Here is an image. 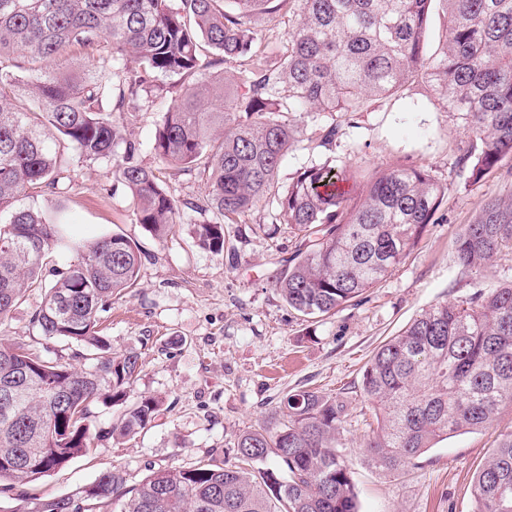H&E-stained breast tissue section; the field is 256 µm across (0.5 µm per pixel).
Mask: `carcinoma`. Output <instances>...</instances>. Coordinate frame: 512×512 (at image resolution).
<instances>
[{
	"mask_svg": "<svg viewBox=\"0 0 512 512\" xmlns=\"http://www.w3.org/2000/svg\"><path fill=\"white\" fill-rule=\"evenodd\" d=\"M287 5L288 31L267 35L264 24ZM436 9L445 35L430 50ZM75 48L83 66L61 70L58 60ZM219 64L239 74L238 88L212 71ZM160 77L182 94L152 150L206 181L201 205L175 199L122 132L123 114L159 93ZM415 81L472 133L457 167L482 180L512 155V0H0V322L39 288L33 327L84 346L91 360L79 370L0 341V384L14 385L0 397V492L22 488L6 512H112L115 503L119 512H358L347 405L313 390L286 395L267 424L235 438L222 465L161 469L131 488L115 468L66 497L24 490L89 452L98 401L123 406L112 425L122 439L161 410L154 397L128 401L139 356L111 353L98 331L112 300L138 286V246L116 233L76 243L33 197L61 193L76 160L110 163L137 223L158 240L182 209L211 212L194 240L217 256L224 225L269 198L275 221L301 233L271 287L304 316L331 314L403 261L447 187L420 165L353 171L340 160L301 169L277 192L296 141L290 115L352 116ZM61 251L77 261L48 282L44 270ZM455 252L476 271L512 255V194L481 205ZM361 390L376 423L366 458L386 475L417 467L451 434L489 425L512 405V280L422 311L373 354ZM471 494L474 512H512V434L478 468Z\"/></svg>",
	"mask_w": 512,
	"mask_h": 512,
	"instance_id": "cac0c4a2",
	"label": "carcinoma"
}]
</instances>
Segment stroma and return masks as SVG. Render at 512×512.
Returning <instances> with one entry per match:
<instances>
[{
  "label": "stroma",
  "mask_w": 512,
  "mask_h": 512,
  "mask_svg": "<svg viewBox=\"0 0 512 512\" xmlns=\"http://www.w3.org/2000/svg\"><path fill=\"white\" fill-rule=\"evenodd\" d=\"M181 92L171 87L143 111L128 114V134L142 145L144 165L157 166L150 150L155 128ZM296 119L297 140L280 168V188H287L299 169L333 158L379 170L414 163L447 187L438 223L428 225L406 260L359 301L309 319L288 308L271 286L299 242L290 225L273 223L271 204L259 203L238 223L225 225L224 254L218 257L193 239L205 213L185 211L174 234L154 239L137 224L131 195L111 167L74 166L58 201L75 236L89 242L118 233L141 251L140 282L113 300L103 334L113 352L140 357L130 399L155 396L162 406L135 440L117 442L110 431L119 410L98 404L99 441L84 457L39 480L42 497L70 494L115 467L134 485L158 469L223 463L237 435L265 423L288 393L310 389L348 398L345 454L359 512H471L474 473L499 434L512 431V406H503L483 429L438 442L421 457L419 468L394 477L367 463L364 423L372 415L360 385L374 351L423 309L512 279L511 257L476 272L459 263L454 249L487 198L512 193V155L479 182L456 177L455 161L468 133L419 83L373 101L369 111L351 120L326 112H301ZM333 121L343 133L332 146L321 147L322 128ZM41 299L40 290L27 292L0 325V339L34 343L46 357L87 367L79 346L39 338L33 330L31 314Z\"/></svg>",
  "instance_id": "1"
}]
</instances>
